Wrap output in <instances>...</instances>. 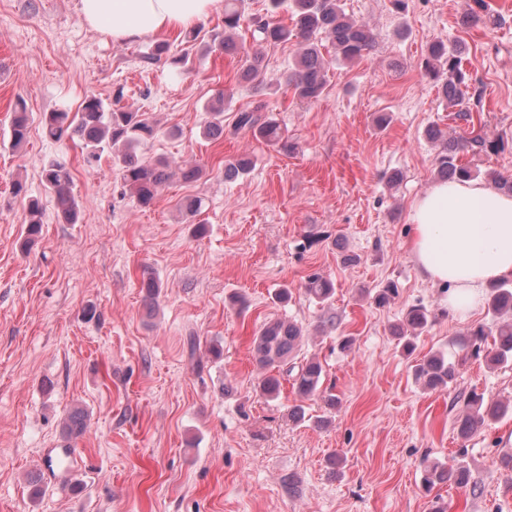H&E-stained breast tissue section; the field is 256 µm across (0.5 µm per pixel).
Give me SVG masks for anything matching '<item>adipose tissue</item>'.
Returning <instances> with one entry per match:
<instances>
[{
  "mask_svg": "<svg viewBox=\"0 0 512 512\" xmlns=\"http://www.w3.org/2000/svg\"><path fill=\"white\" fill-rule=\"evenodd\" d=\"M218 0H80L82 20L122 45L185 30ZM407 243L421 273L447 287L448 308L466 316L489 283L512 279V194L478 180L434 182L412 202Z\"/></svg>",
  "mask_w": 512,
  "mask_h": 512,
  "instance_id": "ef3b65f1",
  "label": "adipose tissue"
}]
</instances>
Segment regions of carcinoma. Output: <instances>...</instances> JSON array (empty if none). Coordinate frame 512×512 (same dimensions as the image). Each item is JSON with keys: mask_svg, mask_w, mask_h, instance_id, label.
I'll return each instance as SVG.
<instances>
[{"mask_svg": "<svg viewBox=\"0 0 512 512\" xmlns=\"http://www.w3.org/2000/svg\"><path fill=\"white\" fill-rule=\"evenodd\" d=\"M293 25L288 27L274 20H258L252 38L260 45L286 43L292 39L300 45L294 68L289 72L287 85L301 101L318 99L327 83L330 68L334 65L352 64L364 58L373 48L376 33L365 23L347 15L340 0H292ZM242 11L240 0H225L224 30L210 35L209 41L201 37V30L192 29L182 38L183 47L178 55L171 58L177 69L192 65L196 45L204 43L205 51L221 50L226 54L245 57L246 65L240 78L253 80L262 68L263 58L259 52H250L244 42L236 39V30L241 26ZM487 0H471V5L461 18L465 27L478 23H492ZM466 46L462 42L446 44L435 41L428 47L424 71L438 83L442 96L450 106L457 108L455 118L466 123L472 122L468 109L461 108L469 87V74L462 60ZM210 120L203 134L218 140L224 136V99L206 107ZM41 125L46 137L56 142L78 138L82 144L85 166L92 168L101 155L110 150L118 167L123 186L142 208L151 206L161 187L171 178V164L162 159L147 160L138 150L152 140L156 134V123L145 112L126 107H112L102 99L90 95L79 106L76 113L67 111L45 112ZM29 115L26 106L16 105L11 117L9 145L15 151L21 150L28 140ZM234 129L250 132L285 152L296 146L288 143L277 122L262 118L253 111L238 113ZM426 137L436 143L438 153V177L446 180L476 179L479 171L463 162L466 154L473 156L498 153L505 150L507 142L488 139L480 135L447 137L439 127L432 125L426 130ZM251 166L246 155L224 164V178L232 179L245 174ZM43 186L52 191L57 200L62 218L74 224L78 220V204L71 194V175L65 161L51 159L41 170ZM27 241L31 242L40 233L42 211L38 200L31 199L27 206ZM305 291L321 304L333 298L336 287L332 279L315 274L305 283ZM488 312L495 320L467 330L458 341L465 349L475 340L484 347V359L488 368L512 363V284L505 281L494 285L487 300ZM432 323L431 312L423 306L407 309L402 323L394 326L393 336L404 353L411 354L415 340ZM303 338L301 328L285 319H272L263 324L253 337L252 351L263 374L258 383L260 393L269 400L281 395L284 385L291 384L295 404L288 407V418L300 422L305 418L304 402L321 400L328 408L336 407L338 398L331 389L324 386L326 370L315 356L300 354ZM456 362L442 351L433 353L414 365L416 381L429 390L446 389L455 380ZM512 412V403L504 401L486 402L475 394L466 403V411L459 421L460 438H468L479 427ZM85 432V417L78 410L73 411L66 425V434L77 438ZM422 484L426 491L438 485H455L476 489L471 484L468 467L458 462L448 467L439 462L425 466Z\"/></svg>", "mask_w": 512, "mask_h": 512, "instance_id": "1", "label": "carcinoma"}]
</instances>
